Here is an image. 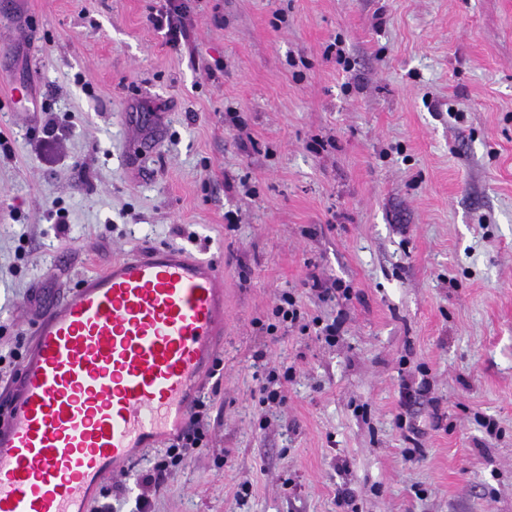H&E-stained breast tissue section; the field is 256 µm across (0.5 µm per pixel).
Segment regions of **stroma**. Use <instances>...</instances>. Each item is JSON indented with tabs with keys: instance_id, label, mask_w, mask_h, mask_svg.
Here are the masks:
<instances>
[{
	"instance_id": "1",
	"label": "stroma",
	"mask_w": 512,
	"mask_h": 512,
	"mask_svg": "<svg viewBox=\"0 0 512 512\" xmlns=\"http://www.w3.org/2000/svg\"><path fill=\"white\" fill-rule=\"evenodd\" d=\"M159 6L0 0V385L32 295L148 245L219 255L206 445L150 512H512V0H190L176 48ZM284 291L302 323L271 335ZM164 457L90 512H138Z\"/></svg>"
}]
</instances>
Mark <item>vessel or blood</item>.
I'll return each mask as SVG.
<instances>
[{
    "label": "vessel or blood",
    "instance_id": "vessel-or-blood-1",
    "mask_svg": "<svg viewBox=\"0 0 512 512\" xmlns=\"http://www.w3.org/2000/svg\"><path fill=\"white\" fill-rule=\"evenodd\" d=\"M223 333L216 260L152 247L81 278L0 397V512H87L107 470L186 427Z\"/></svg>",
    "mask_w": 512,
    "mask_h": 512
}]
</instances>
